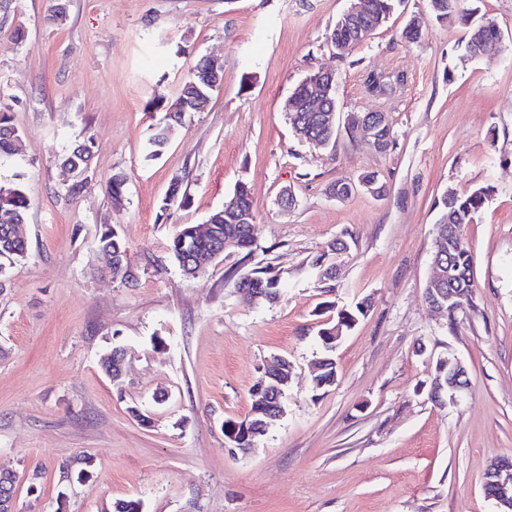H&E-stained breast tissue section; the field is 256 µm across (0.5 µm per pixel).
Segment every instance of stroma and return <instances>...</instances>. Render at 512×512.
Here are the masks:
<instances>
[{
  "mask_svg": "<svg viewBox=\"0 0 512 512\" xmlns=\"http://www.w3.org/2000/svg\"><path fill=\"white\" fill-rule=\"evenodd\" d=\"M352 0H0V101L22 130L0 182L22 173L26 258L0 273V469L18 512H495L486 470L512 457V0H479L505 51L464 57L470 27L401 0L386 25L339 58L328 35ZM418 42H406L409 22ZM23 29L15 40V29ZM205 57L223 80L168 145L148 139ZM337 77L342 111H383L395 144L379 152L339 133L317 151L284 105L311 71ZM394 80L368 92L369 74ZM92 160L60 158L84 134ZM377 171L387 193L330 188ZM126 178L114 206L112 175ZM184 203L163 207L173 182ZM247 184L258 224L250 260L224 254L196 277L169 244ZM487 188L465 228L473 292L455 318L425 299L438 203ZM298 203H279L284 189ZM114 229L129 279L103 275L96 246ZM354 241L332 292L310 265L343 233ZM272 265L280 295L253 304L240 274ZM371 308L335 351L337 381L317 391V331L363 298ZM125 351L122 382L101 367ZM458 358L468 389L428 398L437 358ZM292 365L286 413L250 452L225 420L252 413L266 361ZM148 415L149 423L133 417ZM71 455L69 472L60 469Z\"/></svg>",
  "mask_w": 512,
  "mask_h": 512,
  "instance_id": "obj_1",
  "label": "stroma"
}]
</instances>
